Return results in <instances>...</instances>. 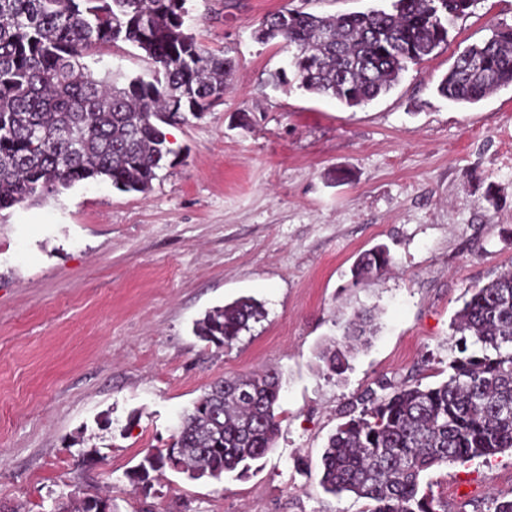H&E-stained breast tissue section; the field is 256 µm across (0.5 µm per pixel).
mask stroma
Listing matches in <instances>:
<instances>
[{
  "label": "stroma",
  "mask_w": 512,
  "mask_h": 512,
  "mask_svg": "<svg viewBox=\"0 0 512 512\" xmlns=\"http://www.w3.org/2000/svg\"><path fill=\"white\" fill-rule=\"evenodd\" d=\"M391 0H188L199 44L235 61L222 105L167 127L171 164L149 191L90 179L0 211V506L53 512L73 486L113 512H366L320 485L327 439L380 381L447 380L467 289L512 269V87L458 105L436 87L457 56L512 26V0H475L447 45L356 107L274 87L283 43L255 29L294 9L341 15ZM94 76L152 79L137 47L93 49ZM251 115L238 126L236 115ZM344 172L346 181L335 179ZM386 245L380 276L358 255ZM242 296L265 316L232 345L193 324ZM378 331L342 376L318 367L343 318ZM280 370L274 449L242 477L173 470L143 490L129 472L167 447L219 378ZM448 512L512 495V452L423 476ZM391 263L389 249L378 245L360 254L352 269L353 283H359L373 273H378Z\"/></svg>",
  "instance_id": "stroma-1"
}]
</instances>
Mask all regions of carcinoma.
<instances>
[{
  "label": "carcinoma",
  "mask_w": 512,
  "mask_h": 512,
  "mask_svg": "<svg viewBox=\"0 0 512 512\" xmlns=\"http://www.w3.org/2000/svg\"><path fill=\"white\" fill-rule=\"evenodd\" d=\"M186 0H0V211L62 188L102 178L123 192H145L173 154L164 128L224 100L230 58L206 51L183 29ZM464 0H392L391 10L340 16L291 10L273 14L257 39L295 48L289 69L273 75L349 107L392 89L410 63L448 42V24ZM127 41L160 67L153 82L95 77L82 59L102 43ZM512 86V27L467 48L438 93L475 104ZM391 263L378 245L360 254L357 284ZM454 319L460 356L448 380H406L385 396L371 390L328 438L320 485L368 502L367 512H447L422 476L434 467L488 462L512 451V272L472 287ZM263 316L240 297L205 313L194 326L207 342L232 344ZM371 312L343 328V345L322 352L326 373L349 368L354 342L368 341ZM282 375L216 380L180 420L167 448L148 451L129 475L146 489L169 467L191 480L244 476L274 447ZM102 495L65 496V512H98Z\"/></svg>",
  "instance_id": "cac0c4a2"
}]
</instances>
